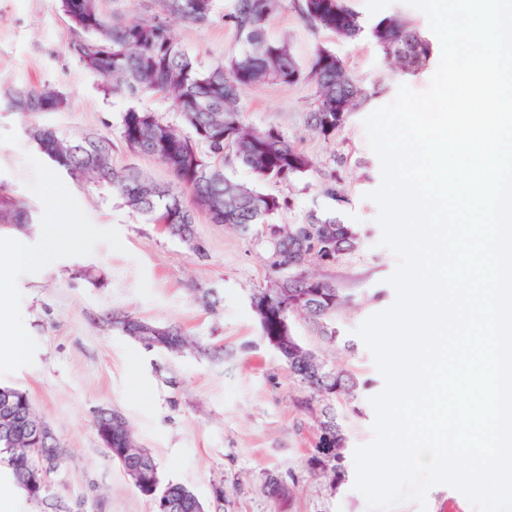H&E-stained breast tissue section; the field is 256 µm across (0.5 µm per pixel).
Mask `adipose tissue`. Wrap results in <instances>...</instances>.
<instances>
[{"label":"adipose tissue","instance_id":"adipose-tissue-1","mask_svg":"<svg viewBox=\"0 0 512 512\" xmlns=\"http://www.w3.org/2000/svg\"><path fill=\"white\" fill-rule=\"evenodd\" d=\"M33 261L27 237H12L7 246H0V358L20 359L26 356L25 330L10 310L13 274Z\"/></svg>","mask_w":512,"mask_h":512}]
</instances>
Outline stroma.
Returning a JSON list of instances; mask_svg holds the SVG:
<instances>
[{"label": "stroma", "instance_id": "obj_1", "mask_svg": "<svg viewBox=\"0 0 512 512\" xmlns=\"http://www.w3.org/2000/svg\"><path fill=\"white\" fill-rule=\"evenodd\" d=\"M348 2L368 27L388 16L428 26L426 16L403 0ZM233 4L217 0L218 17L205 27L171 21L174 37L200 65L238 52L233 31L221 19ZM268 33L288 38L303 63L317 49L331 50L374 93L331 139L307 123L313 84L266 85L246 90L239 101L245 123L278 127L314 165L291 182L262 184L264 193L288 202L277 223L303 224L316 213L360 232L354 255L309 267L349 301L331 318L337 342L325 341L308 319H291L305 346L357 378L354 395L335 402L347 436L340 479L331 483L311 474L308 459L319 428L310 394L262 341L250 308V294L274 275L265 226L244 235L197 212L196 232L206 249L201 258L117 197L63 175L28 139L27 127L49 125L63 138L86 132L115 137L131 108L172 123L178 117L156 93L136 99L105 93L101 80L69 54L74 31L60 0H0V95L31 82L53 85L68 99L65 110L43 113L15 112L0 99V189L34 211L27 238L41 257L16 274L12 310L26 329L27 355L0 362V386L29 394L62 452L45 496L19 493L13 512H49L52 503L60 512H154L102 447L94 424L102 408L119 412L155 458L163 480L191 488L206 512H368L354 488L353 453L372 438L369 399L381 391L383 379L355 330L392 304L395 293L386 279L396 260L379 247L377 207L365 198L380 183V167L363 120L391 102L399 85L424 90L439 60L431 58L409 73L369 34L342 40L311 27L291 8L269 22ZM333 169L344 180L348 204L337 205L320 191L323 174ZM49 224L72 235V250L49 249ZM89 267L95 273L91 280L81 275ZM200 287L217 291L216 311L202 306ZM117 313L180 328L198 347L180 355L147 350L113 327ZM272 475L289 488L288 498L270 495Z\"/></svg>", "mask_w": 512, "mask_h": 512}]
</instances>
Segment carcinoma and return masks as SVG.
<instances>
[{"label": "carcinoma", "mask_w": 512, "mask_h": 512, "mask_svg": "<svg viewBox=\"0 0 512 512\" xmlns=\"http://www.w3.org/2000/svg\"><path fill=\"white\" fill-rule=\"evenodd\" d=\"M216 0H151V15L127 23L104 10L102 0H61L75 36L69 53L90 75L102 80L107 93L130 98L152 92L171 100L172 110L190 128L182 135L163 117L136 109L122 116L120 142L128 150L155 158L171 173L169 184L157 183L135 168L112 165L111 138L88 133L64 139L48 126L26 129L27 136L62 172L75 181L87 180L99 189L121 198L129 209L147 220L163 225L171 237L202 256L204 248L195 233V212L207 213L214 224L232 225L247 234L258 224L269 225L267 236L271 266L288 263V242L303 244L300 270L280 280H270L276 301L268 313L254 310L261 335H282L283 322L303 313L313 322L326 321L347 303L324 279L310 273L308 266L325 258L339 261L356 252L357 230L332 216L313 214L305 224H275L273 219L286 207L285 201L266 194L258 184L289 182L312 170L311 160L278 128L258 129L246 125L238 100L242 92L264 85H314L308 123L324 138L336 135L356 105L369 93L354 86L344 62L326 48H319L307 64L299 62L288 41L267 33L269 20L292 7L316 28L345 40L359 38L365 27L361 16L344 0H235L223 16L239 44L237 53L203 68L172 35L174 19L202 27L213 22ZM370 34L389 56L407 70L419 67L433 55L432 41L417 27L385 17ZM7 102L17 112H58L67 107L63 92L49 84H23L12 88ZM248 168L254 183L234 181L224 173V163ZM323 195L346 201L342 178L331 171L320 183ZM190 202H185L184 195ZM33 223L30 210L7 201L0 202V228L24 229ZM112 324L124 335L147 349L179 353L190 347L181 329L154 325L150 337L142 327L148 321L134 315L112 316ZM277 352L295 379L321 402L319 428L336 419L332 401L349 395L357 381L345 371L296 359L288 343ZM40 419L28 393L18 387L0 386V463L9 468L17 485L48 467L45 444L32 435ZM112 432L105 449L123 469L140 464L138 448L128 428L98 426ZM151 480L136 483L143 495L169 504L167 512H197L195 493L179 483L162 484L159 467L149 458Z\"/></svg>", "instance_id": "cac0c4a2"}]
</instances>
